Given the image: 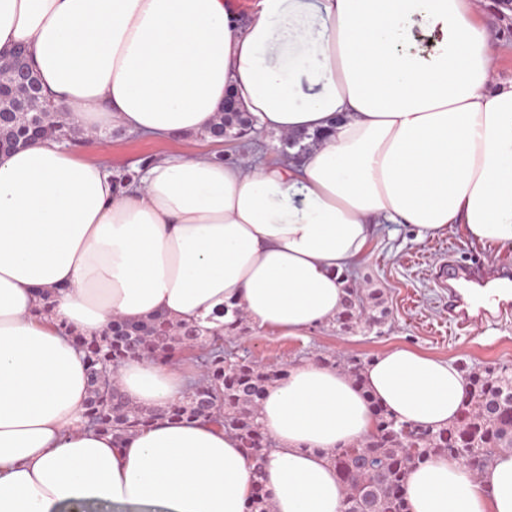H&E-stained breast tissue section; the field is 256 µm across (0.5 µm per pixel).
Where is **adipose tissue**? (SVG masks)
<instances>
[{
	"label": "adipose tissue",
	"instance_id": "1",
	"mask_svg": "<svg viewBox=\"0 0 512 512\" xmlns=\"http://www.w3.org/2000/svg\"><path fill=\"white\" fill-rule=\"evenodd\" d=\"M488 2L0 0V57L27 49L88 147L0 156V512H245L252 467L223 429L160 417L118 445L88 427L74 334L156 314L220 334L239 310L307 335L335 324L380 224L512 247V78ZM228 95L256 131L319 139L298 160H218L198 139ZM113 128L184 147L119 187ZM197 378L145 358L117 373L126 401L158 412ZM464 391L452 361L406 347L359 384L315 360L290 368L260 410L277 512H341L327 454L374 432L370 402L435 430ZM406 497L411 512H512V453L479 482L427 462Z\"/></svg>",
	"mask_w": 512,
	"mask_h": 512
}]
</instances>
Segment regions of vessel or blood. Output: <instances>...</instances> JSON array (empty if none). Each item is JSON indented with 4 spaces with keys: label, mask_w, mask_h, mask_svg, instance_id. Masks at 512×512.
I'll return each mask as SVG.
<instances>
[{
    "label": "vessel or blood",
    "mask_w": 512,
    "mask_h": 512,
    "mask_svg": "<svg viewBox=\"0 0 512 512\" xmlns=\"http://www.w3.org/2000/svg\"><path fill=\"white\" fill-rule=\"evenodd\" d=\"M448 321L458 330L494 325L512 316V298L492 301L480 267L452 264L447 271Z\"/></svg>",
    "instance_id": "1"
}]
</instances>
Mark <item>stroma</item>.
<instances>
[{
  "label": "stroma",
  "mask_w": 512,
  "mask_h": 512,
  "mask_svg": "<svg viewBox=\"0 0 512 512\" xmlns=\"http://www.w3.org/2000/svg\"><path fill=\"white\" fill-rule=\"evenodd\" d=\"M483 19L500 36V74L512 77V0H490ZM113 169L141 165L146 159L179 149V139L149 140L120 129L104 132ZM485 268L512 265V249L494 252L469 244L461 235L417 238L413 228L384 225L369 254L352 273L354 289L379 291L389 316L384 323L350 333L320 328L305 336H274L255 330L237 339L239 348L263 368L279 370L312 359L342 354L361 361L409 347L453 363L485 368L512 366V316L495 326L463 333L448 323V292L440 288L442 262Z\"/></svg>",
  "instance_id": "1"
}]
</instances>
